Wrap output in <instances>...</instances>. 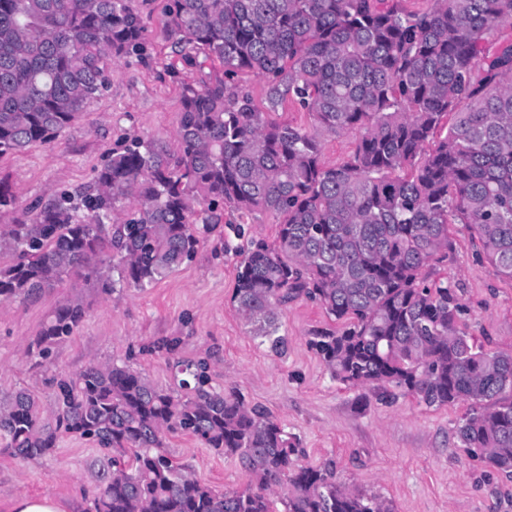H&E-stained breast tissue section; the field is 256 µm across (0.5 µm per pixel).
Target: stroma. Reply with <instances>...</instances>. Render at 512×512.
<instances>
[{
    "label": "stroma",
    "instance_id": "obj_1",
    "mask_svg": "<svg viewBox=\"0 0 512 512\" xmlns=\"http://www.w3.org/2000/svg\"><path fill=\"white\" fill-rule=\"evenodd\" d=\"M166 4L135 0L147 29V55L114 62L107 90L73 127L52 142L0 157V185L17 201L16 209L0 212V228L60 193L86 192L97 168L130 138L160 140L178 150L180 84L199 74L186 67L180 49L166 38ZM217 215L216 229L193 258L153 287L107 295L65 284L33 299L0 302V403L24 388L52 412L54 378L112 361L127 362L157 388L173 387L170 356L154 345L177 337V358L207 359L214 383L237 389L300 439L303 462L333 460L338 483L379 494L393 512H512V479L457 443L455 428L467 403L435 409L402 396L384 404L368 389L336 381L311 346L315 332L332 322L311 300L278 309L277 321L288 334L284 353L262 344L255 325L232 301L237 259L225 253L224 239L231 225L240 223L250 235L273 241L275 220L268 214L244 218L229 207ZM448 239V255L431 261V275L447 278L478 344L511 354L512 281L481 257L468 225H449ZM72 295L86 309L83 323L39 355L31 345L42 323ZM166 448L195 478L217 490L240 489L249 481L235 460L191 434L168 435ZM104 458L97 444L71 436L61 437L55 450L40 459L0 454V512H7L14 497L44 494L67 512H89L106 474Z\"/></svg>",
    "mask_w": 512,
    "mask_h": 512
}]
</instances>
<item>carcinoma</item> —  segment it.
Returning <instances> with one entry per match:
<instances>
[{"instance_id":"carcinoma-1","label":"carcinoma","mask_w":512,"mask_h":512,"mask_svg":"<svg viewBox=\"0 0 512 512\" xmlns=\"http://www.w3.org/2000/svg\"><path fill=\"white\" fill-rule=\"evenodd\" d=\"M512 0H169L166 38L186 61L223 76L182 86L173 154L132 140L96 171L86 212L63 193L0 231L19 254L0 266V301L70 280L105 294L147 288L195 253L215 209L278 217L276 240H224L240 257L233 302L258 336L285 349L276 309L313 300L338 327L313 346L337 381L400 393L428 407L460 401L464 450L512 477V354L463 328L448 281L423 275L468 224L481 253L512 280V43L498 23ZM132 0H0V157L47 143L107 89L109 65L144 51ZM265 82V111L236 89ZM291 101L309 128L273 118ZM357 130L339 165L322 136ZM86 314L68 298L36 348L70 337ZM177 388L129 365L90 364L55 382L56 408L19 390L0 405V452L32 460L60 435L97 443L111 475L91 512H391L336 482L329 462L302 465L299 440L236 390L212 383L205 360H174ZM188 432L250 475L218 491L165 450Z\"/></svg>"}]
</instances>
